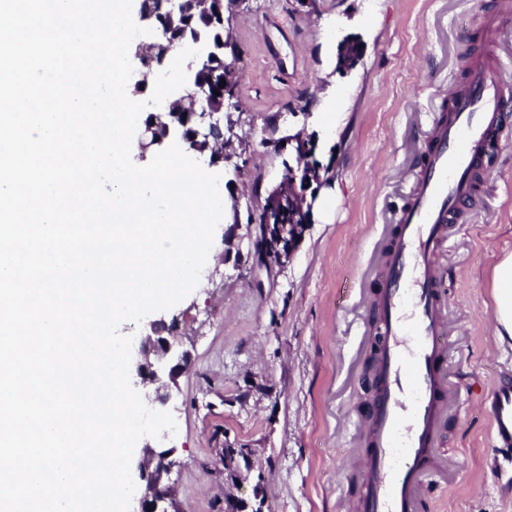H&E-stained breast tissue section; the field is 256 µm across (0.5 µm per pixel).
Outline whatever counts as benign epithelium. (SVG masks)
I'll return each mask as SVG.
<instances>
[{
    "mask_svg": "<svg viewBox=\"0 0 512 512\" xmlns=\"http://www.w3.org/2000/svg\"><path fill=\"white\" fill-rule=\"evenodd\" d=\"M196 112L192 113L197 125V138L206 141L216 136H224V113L208 108L199 92L190 95ZM292 146L291 157L282 162L279 181L259 207L266 213L267 223L255 225L256 231L268 228L273 219L282 217L281 205L289 200L294 203L296 212L302 217L303 225L310 224L312 204L306 191L299 186L317 184L322 186L326 179L320 166L314 164V144L304 137L288 139ZM279 244H266L267 268L282 265L292 258L300 244V226L297 224L276 225ZM188 364L187 353L179 349L173 333H165V325L155 323L151 332L141 339L134 377L152 391L145 394L151 402L166 404L172 397L173 387L179 374ZM173 449L146 446L140 460L136 486V505L133 512H175L170 474L176 461L172 459Z\"/></svg>",
    "mask_w": 512,
    "mask_h": 512,
    "instance_id": "1",
    "label": "benign epithelium"
}]
</instances>
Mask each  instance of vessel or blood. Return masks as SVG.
I'll return each instance as SVG.
<instances>
[{"instance_id": "1", "label": "vessel or blood", "mask_w": 512, "mask_h": 512, "mask_svg": "<svg viewBox=\"0 0 512 512\" xmlns=\"http://www.w3.org/2000/svg\"><path fill=\"white\" fill-rule=\"evenodd\" d=\"M512 93L496 41L467 85L448 97V117L428 133L418 187L398 217L377 294L380 378L371 408L372 433L362 462L368 473L353 512H419L420 494L437 471L439 421L452 401L447 330L434 248L456 210L467 206L491 144L505 131L504 99ZM490 436L512 448V386L488 396Z\"/></svg>"}]
</instances>
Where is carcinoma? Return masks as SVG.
<instances>
[{"instance_id":"1","label":"carcinoma","mask_w":512,"mask_h":512,"mask_svg":"<svg viewBox=\"0 0 512 512\" xmlns=\"http://www.w3.org/2000/svg\"><path fill=\"white\" fill-rule=\"evenodd\" d=\"M234 3L235 0H184L182 10L173 15L169 0H141L139 14L149 15L156 23V30L162 34V41L151 44L142 52V75L163 63L173 49L186 43L199 45L202 52L188 63L192 85L204 94L211 109L224 111L226 97L232 95L233 90L224 49L230 48L232 60H237L235 46L224 38V13ZM222 80L225 81L223 86L220 85ZM216 90L220 95L214 94ZM191 112L193 103L168 99L163 109L148 113L141 124H154V133L161 136L176 133L189 147L206 150L213 159L221 158L227 142L207 144L192 141L193 124L188 118Z\"/></svg>"}]
</instances>
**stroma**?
<instances>
[{"instance_id": "stroma-1", "label": "stroma", "mask_w": 512, "mask_h": 512, "mask_svg": "<svg viewBox=\"0 0 512 512\" xmlns=\"http://www.w3.org/2000/svg\"><path fill=\"white\" fill-rule=\"evenodd\" d=\"M495 25L512 78V0H238L225 29L236 46L234 97L224 114L227 161L210 165L224 196L242 207L274 186L283 146L305 131L329 185L290 261L257 266L247 221L216 228L200 285L176 306L126 322L140 340L154 321H175L191 353L167 410L177 432L166 446L180 512H224V499L263 498L266 512H348L366 481L359 448L372 399L376 337L367 304L373 267L417 186L427 132L446 89L466 83L470 47ZM361 57L337 67L343 39ZM438 250L447 290L448 371L458 407L440 453L459 465L437 474L427 512H512V469L490 470L493 452L481 397L512 374L495 334L492 272L512 253V141L491 150L470 208ZM250 449L237 479L218 454Z\"/></svg>"}]
</instances>
